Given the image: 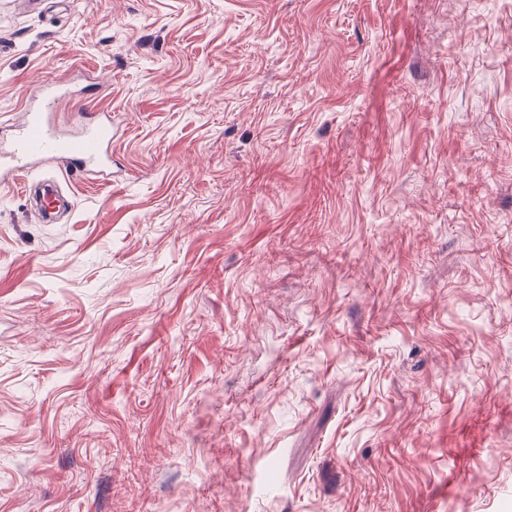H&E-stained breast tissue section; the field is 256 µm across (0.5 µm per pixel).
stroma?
<instances>
[{
  "mask_svg": "<svg viewBox=\"0 0 512 512\" xmlns=\"http://www.w3.org/2000/svg\"><path fill=\"white\" fill-rule=\"evenodd\" d=\"M31 2L115 136L0 184V512H512V0Z\"/></svg>",
  "mask_w": 512,
  "mask_h": 512,
  "instance_id": "1",
  "label": "stroma"
}]
</instances>
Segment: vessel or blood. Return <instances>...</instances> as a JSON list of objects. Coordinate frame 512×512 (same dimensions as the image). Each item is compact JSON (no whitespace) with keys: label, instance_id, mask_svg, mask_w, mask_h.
Instances as JSON below:
<instances>
[{"label":"vessel or blood","instance_id":"b4317fda","mask_svg":"<svg viewBox=\"0 0 512 512\" xmlns=\"http://www.w3.org/2000/svg\"><path fill=\"white\" fill-rule=\"evenodd\" d=\"M60 97L61 90L54 80H47L39 105L26 109L19 121L10 124L9 139L0 145L1 182L28 176L47 160L84 177L111 179V120L81 119L76 131L61 133L53 121Z\"/></svg>","mask_w":512,"mask_h":512}]
</instances>
